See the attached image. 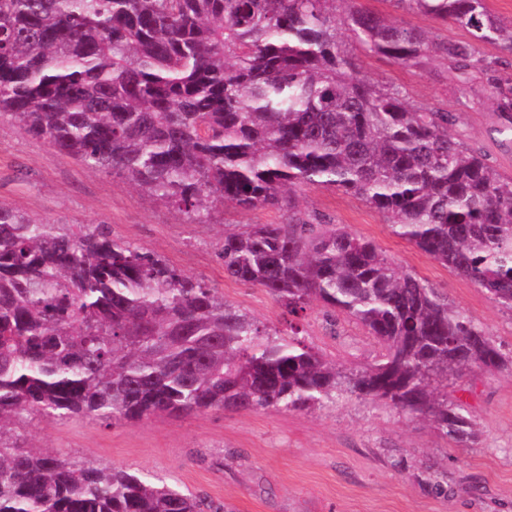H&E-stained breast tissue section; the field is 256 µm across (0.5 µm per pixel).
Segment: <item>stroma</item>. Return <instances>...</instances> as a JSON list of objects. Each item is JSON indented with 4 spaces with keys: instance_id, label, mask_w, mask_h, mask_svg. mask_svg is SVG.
<instances>
[{
    "instance_id": "stroma-1",
    "label": "stroma",
    "mask_w": 512,
    "mask_h": 512,
    "mask_svg": "<svg viewBox=\"0 0 512 512\" xmlns=\"http://www.w3.org/2000/svg\"><path fill=\"white\" fill-rule=\"evenodd\" d=\"M367 9L454 44L466 31L394 0H352ZM342 48L371 82L400 89L413 103L454 113L452 131L486 153L512 177V142L481 72L463 74L446 56L429 52L401 66L350 38ZM302 212L374 242L401 269L434 288L480 322L503 352L512 351V310L481 288L396 236L385 218L358 197L301 187ZM0 202L34 219L112 227L114 237L143 247L184 274L220 288L225 301L267 328L288 333L291 321L263 289L225 277L216 257L225 233L248 224H282L285 212L267 207L216 210L207 224H185L120 178L86 168L47 142L23 134L0 116ZM301 338L328 360L355 367L375 360L378 346L353 320L326 323L321 306L300 321ZM477 423L478 439L451 447L430 423L379 400L345 399L321 410H212L179 417L104 424L34 417L22 429L25 447L53 448L103 466H121L192 492L224 512H512V372H466L448 385ZM443 477V492L421 483Z\"/></svg>"
}]
</instances>
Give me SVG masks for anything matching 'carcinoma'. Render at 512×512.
Masks as SVG:
<instances>
[{
    "label": "carcinoma",
    "instance_id": "carcinoma-1",
    "mask_svg": "<svg viewBox=\"0 0 512 512\" xmlns=\"http://www.w3.org/2000/svg\"><path fill=\"white\" fill-rule=\"evenodd\" d=\"M338 0H0V115L90 168L206 224L224 205L286 224L226 232L224 274L295 318L314 301L361 325L374 362L338 367L227 304L219 289L112 235L0 203V512H204L200 497L60 451L23 448L31 415L110 423L209 410L305 411L343 395L428 419L457 447L478 438L448 377L512 367L465 310L370 240L313 224L296 188L358 196L396 235L512 310V179L355 69L346 31L408 66L430 50L456 70L476 44L512 53L487 0H394L471 42ZM512 140V79H489Z\"/></svg>",
    "mask_w": 512,
    "mask_h": 512
}]
</instances>
